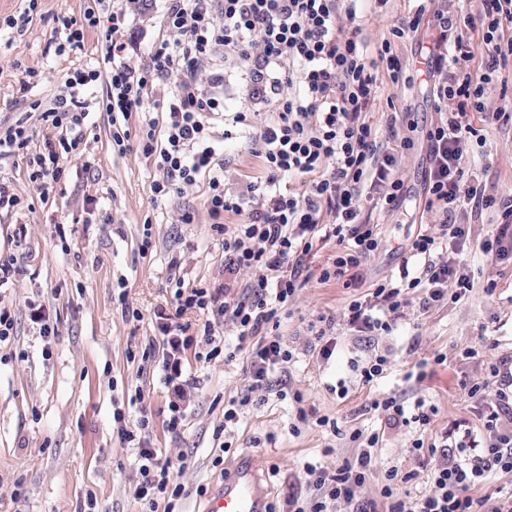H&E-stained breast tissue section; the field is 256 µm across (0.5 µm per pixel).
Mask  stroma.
<instances>
[{
	"label": "stroma",
	"instance_id": "obj_1",
	"mask_svg": "<svg viewBox=\"0 0 512 512\" xmlns=\"http://www.w3.org/2000/svg\"><path fill=\"white\" fill-rule=\"evenodd\" d=\"M93 0H42L38 19L24 34L0 30V123L12 122L25 102L12 91L13 61L42 71L45 81L33 98L50 94L60 75L93 64L96 32H87L85 47L74 55H57L54 27L57 13L79 16ZM214 73L223 75L220 88L224 113L254 111L251 85L231 62L216 59ZM425 88L407 89L384 81L370 119L380 133L396 126L408 135L410 122L425 124L432 114ZM87 161L72 160L48 198H33L29 209L0 216V262H12L16 274L0 286V300L11 305L13 336L0 342V512H83L87 496L97 499V512H142L128 494L138 477L134 449L123 445L112 414L129 409L142 396L152 415L151 443L170 459L181 460L174 476L192 489L184 512H204L208 494L219 490L224 477L213 467L216 433L224 426V403L235 396L246 376V355L232 324L219 327L226 345L237 348L232 362L191 361L187 379L195 389L193 406L179 434H168L167 390L158 361L160 338L153 311L170 303L177 282L185 286L224 280V238L212 229L205 200L206 181H199L170 198L153 201L149 185L155 177L150 161L138 151L124 154L112 147V125L106 113L90 117ZM241 135L218 141L227 187L239 188L261 179L263 161L242 144ZM478 163L475 175L491 193H512V125L489 129L485 146H470ZM420 148L405 152L400 174L408 192L402 205L389 212L373 211L381 243L364 266L363 286L344 281L321 282L319 273L336 248L313 249L306 264L309 281L299 290L283 318L280 332L295 351L292 384L304 394L303 404L268 396L250 408L235 431L240 458H254L260 467L268 499L286 500L308 494L304 465H333L354 458L350 436L381 429L385 437L377 451L379 469L399 466L413 472L401 485L411 496L428 490L431 464L408 453L418 435L415 426L388 427L385 414L373 403L395 397L406 405L422 400L436 409L431 423L442 432L463 423L480 426L477 404L464 385L484 369L461 351L488 341V358L512 360V264L482 253L480 243L492 236L496 216L486 211L471 218L472 265L476 286L458 302L436 306L427 313L409 312L386 336L367 338L338 328L337 347L322 358L307 334L308 322L323 316L338 322L345 306L380 280L397 277L410 241L421 224L433 223L415 199L422 188L425 163ZM97 208L86 213L85 201ZM152 245L142 250L143 231ZM496 281L495 295H486L487 281ZM126 299H119V291ZM42 306L58 326L42 336L30 320L32 306ZM382 351L390 368L377 384L358 383L354 365ZM445 356L443 365L432 362ZM428 375L417 380L420 363ZM346 383L349 393L336 388ZM306 422H299V413ZM334 421L319 426L318 418ZM205 496H197V487Z\"/></svg>",
	"mask_w": 512,
	"mask_h": 512
}]
</instances>
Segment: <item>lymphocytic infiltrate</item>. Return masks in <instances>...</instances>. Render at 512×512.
Masks as SVG:
<instances>
[{
  "mask_svg": "<svg viewBox=\"0 0 512 512\" xmlns=\"http://www.w3.org/2000/svg\"><path fill=\"white\" fill-rule=\"evenodd\" d=\"M94 9L74 17L55 18V51L83 50L88 30L100 32L98 67H76L63 74L49 99H31L42 82L38 70L15 64L14 84L25 111L12 124L0 126V160L21 157L34 193L48 196L65 173L64 163L85 157L90 113L112 115V141L119 152L138 149L157 174L150 184L153 199L207 179L205 205L213 228L224 237V284L176 288L174 307H159L154 320L162 345V366L168 387L169 433H179L194 400L185 376L189 355L207 362L236 354L215 335L220 322L232 323L241 339L250 340L247 382L224 406V429L232 431L246 407L258 405V392L302 402L289 376L294 353L280 335L282 315L308 280L305 258L314 242H336L331 263L322 268L323 282L345 280L356 285L368 258L379 245V229L363 214L365 204L382 210L398 206L406 192L398 176L400 151L413 142L402 137L398 147L383 146L368 114L380 96L383 79L411 85L416 76L394 54L395 41L428 31L420 55L427 77V101L435 114L422 132L427 145L424 188L420 202L434 213L437 230L424 229L408 251L413 267L402 268L399 280L375 284L364 298L345 308V326L369 336L390 334L410 308L422 310L456 302L471 292L474 280L466 259L470 230L466 214L493 211L495 233L481 251L492 258H512V193L494 195L472 175L465 151L471 142L485 143L487 130L512 123V113L490 108L488 86L512 65V0H480L478 15L454 9L452 0H420L411 15L397 19L377 50L363 35L367 12L381 11L388 0H166L162 26L146 61L133 64L139 45L133 32L157 0H96ZM223 55L245 71L253 97L267 113L254 123L250 113L237 112L233 126L245 132L244 146L261 157L265 177L241 190L226 187L214 142L231 137L219 130L224 98L202 79L215 55ZM480 58V75L464 71L463 62ZM106 94L87 98L96 83ZM150 118L130 130L132 113ZM483 126H475L473 113ZM308 177L305 192H283L280 182ZM246 214L242 224H225V214ZM248 274L239 284L240 274ZM203 315V334L194 337L186 312ZM494 400H487V391ZM468 395L481 409L480 430L462 436L430 434L431 416L423 402L405 406L396 398L375 400L392 427L416 425L429 432L415 439L410 452L431 456L430 488L420 497L399 496L397 484L412 472L387 468L380 501H361L358 490L377 469L375 450L381 433L363 438L354 459L333 467L307 465L309 498L289 497L284 512H335L338 503L354 504L355 512H512V490L475 496L473 490L495 472H512V366L490 363L470 383ZM122 443L138 450L140 478L131 487L134 500L147 508L165 501L177 512L186 496L173 477L171 460L159 457L149 437L151 415L140 409L136 420L114 411Z\"/></svg>",
  "mask_w": 512,
  "mask_h": 512,
  "instance_id": "lymphocytic-infiltrate-1",
  "label": "lymphocytic infiltrate"
}]
</instances>
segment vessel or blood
Returning a JSON list of instances; mask_svg holds the SVG:
<instances>
[{
  "instance_id": "vessel-or-blood-1",
  "label": "vessel or blood",
  "mask_w": 512,
  "mask_h": 512,
  "mask_svg": "<svg viewBox=\"0 0 512 512\" xmlns=\"http://www.w3.org/2000/svg\"><path fill=\"white\" fill-rule=\"evenodd\" d=\"M266 504L257 467L244 460L226 476L223 489L210 498L206 512H265Z\"/></svg>"
}]
</instances>
